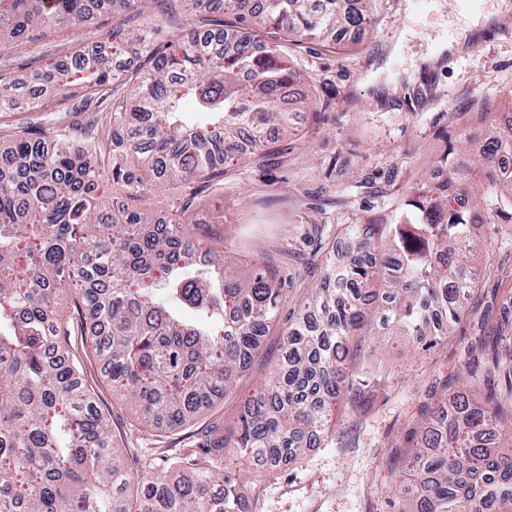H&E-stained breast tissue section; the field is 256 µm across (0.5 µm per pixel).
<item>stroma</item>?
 Here are the masks:
<instances>
[{
	"label": "stroma",
	"instance_id": "1",
	"mask_svg": "<svg viewBox=\"0 0 512 512\" xmlns=\"http://www.w3.org/2000/svg\"><path fill=\"white\" fill-rule=\"evenodd\" d=\"M507 12L512 0H478L474 7L467 0H372L369 25L335 44L294 50L330 98L328 123L301 115L306 149L298 159L270 158L265 168L233 174L225 193L205 197L203 221L193 227L197 241L207 248L223 239L248 263L279 256L320 213L339 224L393 223L410 187L433 175L454 132L483 130L481 104L498 105L512 91V38L482 23L486 14ZM146 19L119 2L93 24L45 32L24 52L0 55V79L20 80L68 61L113 26L132 32ZM451 38L461 40V49L436 55L437 45ZM475 244L482 297L445 344L424 351L395 329L359 337L350 369L369 380V390L360 414L337 413L335 443L305 449L273 473L256 469L247 455L225 456L224 471L244 478L253 512H397L383 452L401 435L415 393L432 376L461 372V346L484 335L499 337L500 361L512 366V224L476 226ZM305 295L290 289L247 374L177 433L140 427L100 365H87L121 464L132 471L150 464L160 473L167 458L212 423L235 427L246 399L281 358L284 332Z\"/></svg>",
	"mask_w": 512,
	"mask_h": 512
}]
</instances>
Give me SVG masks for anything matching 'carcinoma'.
<instances>
[{
  "instance_id": "obj_1",
  "label": "carcinoma",
  "mask_w": 512,
  "mask_h": 512,
  "mask_svg": "<svg viewBox=\"0 0 512 512\" xmlns=\"http://www.w3.org/2000/svg\"><path fill=\"white\" fill-rule=\"evenodd\" d=\"M113 2L0 0V50H21L37 29L89 24ZM191 2L233 17L218 32L224 52H212L210 29L164 40L156 23L132 34L114 27L71 63L0 85L1 113L21 103L48 112L77 75L85 100L112 98L79 135L13 131L0 154V512H244L243 485L224 474L225 449L274 471L333 441L332 406L339 399L356 410L368 385L343 379L355 332L395 324L426 350L443 344L477 284L471 227L512 224V172L493 163L512 153V124L487 112L485 148L457 131L441 160L444 183L417 186L388 225V255L376 251L370 225H336L348 251L317 261L308 316L286 332L272 385L234 429L166 460L175 479L122 469L84 360L98 361L113 394L134 401L142 427L168 432L211 409L245 372L295 275L261 261L237 279L232 257L213 250L206 264L188 260L198 247L190 215L229 168L293 151L309 94L288 46L370 19L359 7L369 0ZM128 51L140 67L115 73ZM131 83L144 94L129 95ZM477 161L485 181L474 198ZM105 178L116 187L107 204L95 197ZM151 182L170 193L159 219L146 208ZM471 354L462 359L469 392L433 377L406 443L387 448L414 512H512V485L500 483L512 482V452L500 451L512 445V402L496 399L500 375L512 392V370L477 366Z\"/></svg>"
}]
</instances>
